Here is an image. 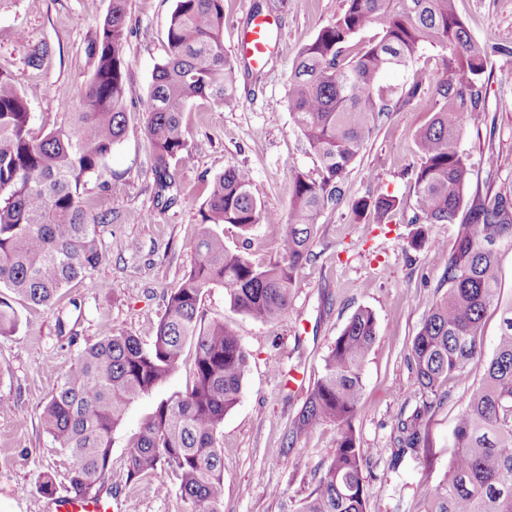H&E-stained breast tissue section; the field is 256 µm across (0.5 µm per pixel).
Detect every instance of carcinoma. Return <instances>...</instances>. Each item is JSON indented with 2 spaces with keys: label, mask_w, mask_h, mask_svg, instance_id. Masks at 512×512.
I'll return each mask as SVG.
<instances>
[{
  "label": "carcinoma",
  "mask_w": 512,
  "mask_h": 512,
  "mask_svg": "<svg viewBox=\"0 0 512 512\" xmlns=\"http://www.w3.org/2000/svg\"><path fill=\"white\" fill-rule=\"evenodd\" d=\"M127 0H112L89 32L90 78L68 122L33 136L31 112L14 79L0 73V335L20 326L15 300L51 308L61 290L90 275L103 257L93 215L83 198L88 178L127 132ZM344 11L299 53L288 88L295 128L319 163V178L294 172L291 205L277 259L256 264L224 243V225L249 233L280 218L262 208L251 173L230 168L215 178L200 207L202 231L191 244L195 265L166 291L165 313L149 344L123 332L102 337L77 355L44 408L47 432L71 460L67 491L94 499L112 475V431L128 406L150 393L179 366L186 346L195 352L194 380L163 399L132 440L126 484L154 477L157 491L177 483L192 512H224V417L238 404L248 355L220 321L203 327L205 290L224 288L231 307L275 323L288 311L291 286L310 258L317 220L344 201L342 184L380 116L421 90L412 83L397 100L377 88L388 69L407 66L425 46L446 53V67L430 81L439 108L414 133L419 161L411 170L418 225L409 246L426 242L425 224H455L451 253L434 246L444 265L446 295L424 318L411 357L422 406L401 420L392 470L418 449L430 450L424 419L446 396L445 381L480 363L484 374L452 430L448 470L427 495L424 512H512V303L502 309L492 356L482 351L483 318L501 305L498 254L512 250V187L466 197L469 169L460 143L466 118L485 111L490 57L512 58V46L475 42L454 0H345ZM373 28L376 37L352 43ZM234 62L224 53V0H176L165 59L152 73L144 133L154 148L155 183L175 185L171 163L188 156L182 115L197 99L238 102ZM400 207L394 196L360 198L356 215L383 224ZM377 340L369 309L350 317L324 359L290 431L291 440L325 423L338 437L315 488L297 512H367L363 474L367 451L353 420L363 393V366Z\"/></svg>",
  "instance_id": "obj_1"
}]
</instances>
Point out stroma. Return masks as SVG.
Here are the masks:
<instances>
[{
    "instance_id": "1",
    "label": "stroma",
    "mask_w": 512,
    "mask_h": 512,
    "mask_svg": "<svg viewBox=\"0 0 512 512\" xmlns=\"http://www.w3.org/2000/svg\"><path fill=\"white\" fill-rule=\"evenodd\" d=\"M344 0H275L279 43L267 63L237 61L239 103L207 99L183 114L190 163H177L168 202L157 199L153 148L144 134L152 73L165 56L175 0H127L125 56L128 130L89 178L83 197L112 221L98 227L106 255L89 276L64 288L52 308L17 302L21 326L0 336V512H55L40 493L43 475L65 489L70 459L48 434L43 409L77 354L112 332L151 342L164 313L163 291L194 265L188 248L200 231L199 208L212 181L231 167L251 171L266 210L287 217L290 177L319 174L318 164L288 111V87L300 50L344 9ZM110 0H0V73L12 75L31 112L34 134L60 126L73 112L90 67L84 41L108 12ZM471 36L488 46L512 42V0H456ZM445 67L444 54L422 48L414 63L386 71L379 84L401 92L420 82L418 96L380 119L344 182L345 204L327 206L318 219L309 260L298 271L287 314L262 323L233 308L223 288L207 290L199 321H224L250 355L238 405L224 418V512H296L336 446L327 423L289 441L288 435L323 362L352 314L373 311L378 338L364 366L363 397L354 425L370 459L368 512H422L428 491L448 468L450 434L482 378L468 365L445 382L447 398L425 419L431 451L407 454L397 472L389 464L399 420L421 404L411 346L425 315L446 293L443 267L431 249L452 250L453 224H428V246H409L415 201L408 174L418 161L415 129L437 106L429 77ZM470 190L512 186V58L493 57L487 109L471 114L460 145ZM498 166L489 169L488 155ZM388 194L401 205L388 224L354 216L351 201ZM284 225L259 224L249 234L225 225L230 247L246 246L252 261L277 256ZM195 353L185 348L178 369L132 403L112 434V512H191L178 491L161 495L155 479L129 486L125 462L131 437L157 404L192 382Z\"/></svg>"
}]
</instances>
